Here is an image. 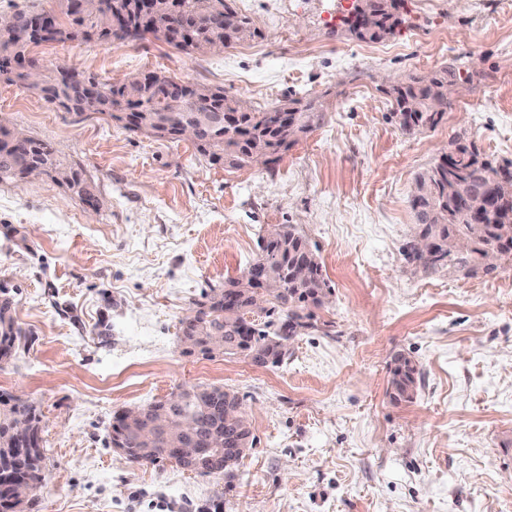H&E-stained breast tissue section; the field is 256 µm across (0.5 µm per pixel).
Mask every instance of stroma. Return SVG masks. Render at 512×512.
<instances>
[{"label":"stroma","mask_w":512,"mask_h":512,"mask_svg":"<svg viewBox=\"0 0 512 512\" xmlns=\"http://www.w3.org/2000/svg\"><path fill=\"white\" fill-rule=\"evenodd\" d=\"M351 0H233L257 36L188 55L146 39L37 48L114 83L154 71L257 109L314 100L324 119L272 168L227 169L187 140L80 119L0 82V124L51 142L100 205L43 175L0 182V286L31 336L0 394L41 417L45 481L23 512H512V259L491 273L408 265L416 177L452 143L512 162V11L406 0L405 22L352 37ZM453 64L474 75L432 129L405 134L384 82ZM304 234L331 288L280 365L182 355L179 320L239 277L269 226ZM402 353L421 382L393 401ZM180 386L234 391L253 445L234 480L112 447L116 412Z\"/></svg>","instance_id":"stroma-1"}]
</instances>
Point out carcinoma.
<instances>
[{
	"instance_id": "carcinoma-1",
	"label": "carcinoma",
	"mask_w": 512,
	"mask_h": 512,
	"mask_svg": "<svg viewBox=\"0 0 512 512\" xmlns=\"http://www.w3.org/2000/svg\"><path fill=\"white\" fill-rule=\"evenodd\" d=\"M132 2L99 0L97 7L82 12L73 0H59L60 15L65 20H56L49 36L41 41L28 33L30 17L40 11L15 14L0 29V80L30 83L31 73L23 69V62L33 58L35 47L85 42L91 30L103 43L126 40L125 33L113 27L114 6L125 8ZM402 3L404 0H370L371 27L355 38L379 41L393 34L405 22L403 14L398 12ZM179 5L175 22L191 31L193 39L174 41L161 29L154 30L152 37L186 54L221 51L224 42H237L254 34L250 20L239 16L229 0H179ZM66 68V64L41 68L42 81L35 91L44 100L62 105L65 111L79 114L84 112V90L66 80ZM470 82L472 75L463 76L458 68L449 65L426 76L409 75L393 81L386 86L385 93L393 100L394 115L402 131L415 135L442 121L448 112L449 87ZM105 87L107 94L96 112L132 132L157 140L174 138V130L185 117V113L172 110L171 94L208 99L211 117L232 111L237 104L236 99L224 96L221 88L176 80L164 74L156 79L154 86L126 78L117 84L107 83ZM288 107L296 114L293 125L280 124V106L252 108L239 114L238 124L232 129L224 128L219 121L211 123L207 141L196 149L230 169L252 166L258 155L267 157L270 164L323 120V112L313 101H291ZM36 166L64 183L83 203L98 204L82 171L73 165H63L52 143L32 137L20 141L16 131L0 125V182L22 180ZM497 173V166L481 158L473 144L458 140L453 149L419 175L410 203L421 241L411 242L405 248L407 263L425 270L450 267L469 276L479 270L490 273L496 269L499 259L512 255V193H499V206L494 211L476 206L478 194L498 193L494 187ZM458 241L472 248L459 252L454 247ZM256 281L267 285L264 322L250 319L252 285ZM224 288L236 290L240 301L220 295L218 288L210 289L204 300L193 302V307L180 319V333L192 342L194 351L208 358L214 356L211 348L214 330L222 328L235 345L230 355L243 357L258 366L281 364L288 345L302 330L311 327V309L324 306L331 294L316 254L291 224H283L272 237L263 238L258 257L241 277L224 282ZM13 305L9 291L0 287V362L9 359L26 338V332L13 316ZM419 378L418 368L411 359L403 354L395 355L389 378L391 398L412 399ZM190 391L196 420L205 437L221 450L222 461H230L217 472L231 480L243 453L229 442L236 429L224 422V409L226 398L235 400L237 395L216 386H193ZM19 418L30 420L32 429L18 430L15 421ZM144 429L145 422L137 421L132 426L126 422V413L116 415L112 445L125 448V457L131 462L168 460L184 469L192 468L191 461L168 452L170 443L159 440L147 445L141 435ZM43 462L41 419L36 408L20 398L0 396V473L10 475L8 481L0 480V512L10 509L4 502L18 490L32 493L41 485Z\"/></svg>"
}]
</instances>
